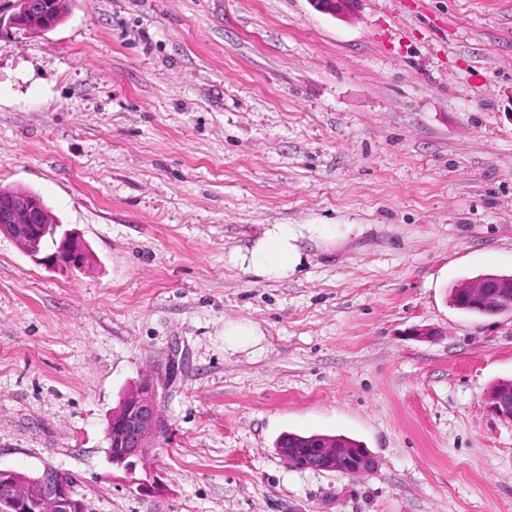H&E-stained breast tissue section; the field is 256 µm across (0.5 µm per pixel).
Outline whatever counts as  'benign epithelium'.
I'll use <instances>...</instances> for the list:
<instances>
[{
  "mask_svg": "<svg viewBox=\"0 0 512 512\" xmlns=\"http://www.w3.org/2000/svg\"><path fill=\"white\" fill-rule=\"evenodd\" d=\"M17 241L28 255L51 269L80 271L87 263L86 245L51 217L42 199L32 192H21L13 204L0 208V235ZM54 243L47 250L34 245V239ZM462 301L496 316L512 310V275H481L462 286ZM168 382L152 375L140 388L126 396L112 412L107 425L111 446L123 447L120 462L142 458L154 447L166 422L161 412ZM489 408L512 422V383H504L490 394ZM315 457H299L293 449L278 448L288 464L299 470L339 472L359 476L372 471L376 461L361 444L343 437L322 438L314 443ZM0 512H89L87 504L73 494L72 478L56 469L43 468L34 476L0 470Z\"/></svg>",
  "mask_w": 512,
  "mask_h": 512,
  "instance_id": "obj_1",
  "label": "benign epithelium"
}]
</instances>
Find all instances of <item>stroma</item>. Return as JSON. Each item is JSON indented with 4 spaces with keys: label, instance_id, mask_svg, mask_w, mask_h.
I'll list each match as a JSON object with an SVG mask.
<instances>
[{
    "label": "stroma",
    "instance_id": "1",
    "mask_svg": "<svg viewBox=\"0 0 512 512\" xmlns=\"http://www.w3.org/2000/svg\"><path fill=\"white\" fill-rule=\"evenodd\" d=\"M16 4L0 189L91 262L0 236V469L68 473L90 512H512V422L487 404L512 314L449 301L512 275V0H67L42 33ZM266 224L336 238L267 281L229 261ZM230 321L259 342L226 348ZM175 343L166 430L127 473L108 420ZM289 432L376 466L294 469ZM9 191L0 189V197L4 193L21 196L11 206L0 207V235L17 241L28 255L46 267L82 270L89 257L86 245L69 231H61V224L51 217L40 197L29 191ZM36 238L50 240L54 246L50 250L37 247L42 246L39 242L34 246Z\"/></svg>",
    "mask_w": 512,
    "mask_h": 512
}]
</instances>
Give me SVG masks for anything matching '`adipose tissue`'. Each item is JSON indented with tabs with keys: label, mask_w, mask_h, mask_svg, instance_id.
Wrapping results in <instances>:
<instances>
[{
	"label": "adipose tissue",
	"mask_w": 512,
	"mask_h": 512,
	"mask_svg": "<svg viewBox=\"0 0 512 512\" xmlns=\"http://www.w3.org/2000/svg\"><path fill=\"white\" fill-rule=\"evenodd\" d=\"M329 224H269L252 245L231 254L230 260L245 272L268 281H282L291 276L301 262L299 242L304 238L335 236Z\"/></svg>",
	"instance_id": "ef3b65f1"
}]
</instances>
